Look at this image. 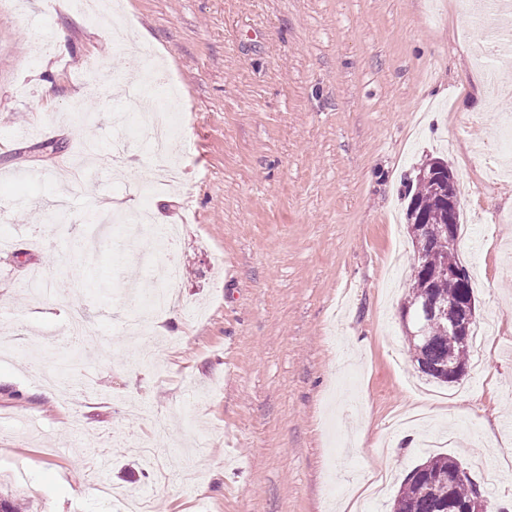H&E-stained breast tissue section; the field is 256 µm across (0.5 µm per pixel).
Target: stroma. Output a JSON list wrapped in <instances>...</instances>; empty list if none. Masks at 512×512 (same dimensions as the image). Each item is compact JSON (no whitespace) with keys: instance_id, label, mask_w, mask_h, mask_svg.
<instances>
[{"instance_id":"1","label":"stroma","mask_w":512,"mask_h":512,"mask_svg":"<svg viewBox=\"0 0 512 512\" xmlns=\"http://www.w3.org/2000/svg\"><path fill=\"white\" fill-rule=\"evenodd\" d=\"M113 23L69 0H36L29 19L0 10L1 334L28 347L0 359V495L21 512H118L110 484L146 512H338L354 487L387 471L373 512H390L405 476L447 454L474 479V449L497 471L492 512L512 510V94L473 49L461 0H117ZM52 40L40 44V28ZM183 108L172 156L178 186L149 203L152 163L78 167L54 208L61 163L83 142L112 152L114 85L134 84L143 52ZM98 60L109 81L87 76ZM97 97L89 119L69 104ZM434 158L459 189L457 255L476 298L467 374L446 385L412 360L400 309L417 259L406 183ZM113 202L179 228L183 307L167 335L143 337L134 314L151 231L114 259ZM98 211L100 219L85 217ZM111 286L84 287L96 269ZM80 306L94 344L70 336ZM67 394L41 375L65 357Z\"/></svg>"}]
</instances>
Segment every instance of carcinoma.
I'll return each mask as SVG.
<instances>
[{
	"label": "carcinoma",
	"instance_id": "carcinoma-1",
	"mask_svg": "<svg viewBox=\"0 0 512 512\" xmlns=\"http://www.w3.org/2000/svg\"><path fill=\"white\" fill-rule=\"evenodd\" d=\"M441 170L429 180L416 178L415 188L408 190V201H417L419 212L425 217L422 232L411 236L417 253V264L411 273L403 312L411 313L425 301L448 298V280L432 275L435 267L448 264L457 266L465 280L467 271L460 267L456 258V240L460 225L455 232H447L440 223L442 199L440 189L448 179L450 169L439 160ZM413 361L427 377L450 384L448 366L466 369L470 344L448 337L445 324L438 321L427 323L426 336H407ZM459 462L448 456H433L415 466L407 475L392 504V512H450L453 500L458 506L469 505L477 497L479 485L471 478L448 485V478L457 471Z\"/></svg>",
	"mask_w": 512,
	"mask_h": 512
}]
</instances>
